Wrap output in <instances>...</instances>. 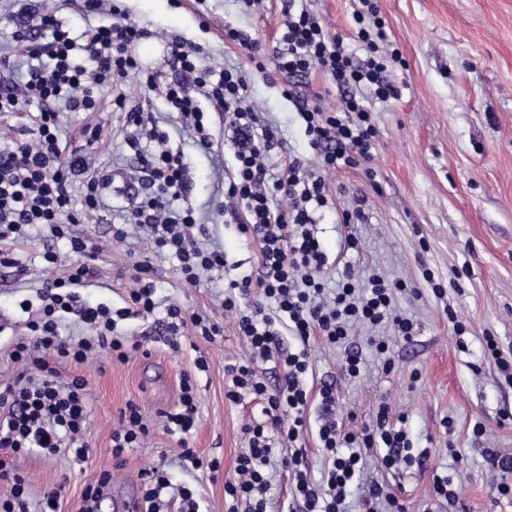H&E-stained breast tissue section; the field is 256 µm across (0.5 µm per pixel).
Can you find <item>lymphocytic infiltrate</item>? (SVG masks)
I'll use <instances>...</instances> for the list:
<instances>
[{"label": "lymphocytic infiltrate", "mask_w": 512, "mask_h": 512, "mask_svg": "<svg viewBox=\"0 0 512 512\" xmlns=\"http://www.w3.org/2000/svg\"><path fill=\"white\" fill-rule=\"evenodd\" d=\"M21 2L0 0V10L17 21L14 46L0 45V112L13 114L37 106V133L0 150V241L26 238L45 226L53 238L67 240L74 259L65 275L53 273L43 281L38 310L26 302L21 305L28 313L27 335L13 343L11 356L24 370L14 384L0 390V447L18 455L34 450L53 455L69 449L75 458H85L87 448L80 435L90 412L87 384L78 378L61 382L50 361L82 363L99 348L113 359L128 360L141 346L124 344L119 321L154 314L158 307L153 268L145 262L134 266L124 307L94 304L81 293L96 276L90 259L97 246L92 239L73 235L72 227L103 207L112 178H86L90 156L68 150L61 139L65 113L94 112L103 98H110L113 111L125 115L124 142L141 160V190L132 196L131 223L146 233L156 254L177 260L186 286H197L202 274L225 267L223 250L200 246L208 227L199 222L194 209L171 207L172 201L190 197L194 182L167 131L128 107L123 85L134 77L143 88L160 93L169 117L189 130L201 153L213 149L204 123L207 111L232 116L235 164L224 179V196L241 211L235 222L238 234L260 247L262 273L230 280L224 293V312L235 319L251 349L249 360L227 366L230 383L225 396L236 405L248 400L262 404L264 417L250 419L244 427L249 446L238 458V482L227 487L233 500L228 512H268L271 481L265 468L270 456L280 439L296 441L307 423L305 378L311 369V338L341 347L348 344L356 323L376 326L391 321L395 335L406 340L417 328L411 317L391 308L394 293L407 288L403 282L372 274L361 286L350 274L332 298H325L329 257L317 236L315 219L329 205L327 175L371 160L377 146L372 111L356 97V90L371 89L382 101L398 98L399 91L384 81L383 63L373 58L355 62L343 40L330 35L319 17L284 5L274 68L291 80L282 95L297 103L317 164L312 167L295 157L277 171L273 159L282 141L250 105L248 83L238 70L203 65L177 39L169 45L177 62L172 74L143 68L135 48L150 32L120 22L121 10L114 0H79L81 17H113L112 22L84 27L61 21L49 8L29 14ZM17 49L26 65L20 82L2 74ZM316 72L341 92L340 108L327 110L300 97L294 80ZM253 293L258 302L253 310L242 311L241 299ZM71 315L90 328L89 336L63 335V323ZM284 331L298 348L281 354L283 382L271 391L256 364L268 360ZM319 395L318 437L327 457L320 482L309 479L301 452L281 458L280 467L291 477V496L303 503L305 512H341L347 487L363 470L365 449H379L381 464L391 468L411 463L412 442L404 417H390L387 407H380L373 425L356 434L339 425L333 388L321 387ZM197 410V386L187 373L175 407L162 414L165 430L188 434ZM121 423L112 433V455L117 459L141 447L149 435L136 403H128Z\"/></svg>", "instance_id": "obj_1"}]
</instances>
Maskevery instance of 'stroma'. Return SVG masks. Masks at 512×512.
I'll return each mask as SVG.
<instances>
[{"mask_svg":"<svg viewBox=\"0 0 512 512\" xmlns=\"http://www.w3.org/2000/svg\"><path fill=\"white\" fill-rule=\"evenodd\" d=\"M384 23L386 41L380 55L399 49V62L389 61L385 81L400 87L399 99L383 102L360 90L378 128V145L371 161L327 177L330 210L318 223V237L333 265L325 280L335 290L345 273L365 279L379 273L392 281L420 284L419 294L398 293L397 311L411 315L418 328L411 339L394 335L390 327H354L347 347H330L321 339L310 342L312 369L309 424L295 442L309 465L311 480H319L326 456L318 439L319 390H336V415L343 427L357 431L372 425L380 405L392 415H406V428L415 450L427 455L409 465L386 469L375 455H367L360 477L351 486L343 512H367L365 490L382 484L405 512H512V499L499 492L512 484V472L494 469L489 453L512 456V383L485 352L486 337H494L503 358L512 359V0H374ZM129 21L146 26L151 38L137 52L147 67L172 72L176 62L168 43L180 39L198 51L207 66L242 71L250 84L249 100L262 120L277 127L282 157H299L315 165L302 121L293 102L280 87L284 80L274 68L258 72L246 47L225 41L224 30L246 32L273 47L282 18L279 0H263L255 11H245L241 0H124ZM300 7L317 14L329 33L348 40L356 59H366L355 42L354 17L361 0H299ZM129 104L145 116L166 123L173 145L182 148L195 182L190 197L200 222L208 225L209 247L223 249V274L203 279L200 286L184 287L176 260L152 252L145 233L127 225L128 196L111 194L106 206L73 231L98 243L94 265L99 278L85 295L120 308L132 286L135 262L152 264L160 303L154 315L119 322L128 343L146 341L147 353H133L126 362L110 360L103 352L76 364L52 359L61 381L84 379L92 409L82 438L89 449L86 460L68 451L54 456L31 453L11 456L0 449V459L12 460L29 481V512H38L45 490H60L58 512H80L87 486L102 471H110L118 486L140 488L142 470L163 471L171 486L163 495L161 512H181L177 490L196 491L200 512H227V484L237 482V458L248 446L243 425L260 415L256 404L239 407L225 391L227 365L249 358L250 348L231 317L221 307L229 279L257 272L260 250L242 241L226 226L219 208L216 174L231 171L234 159L230 115L213 113L208 124L215 145L212 154L196 150L187 131L167 120L166 107L156 93L125 82ZM98 130V140L87 144L75 132L85 124ZM64 125L73 130L71 149L89 153L96 168L122 181L136 164L123 145L125 120L103 102L93 113H69ZM362 208L361 223L341 230L336 213ZM125 225V241L112 240L113 228ZM357 240L355 250L343 251L345 233ZM53 245L67 255L65 242L52 241L48 230L33 237L0 243L26 269L17 278L13 269L0 267V388L14 383L20 369L11 358V345L22 332L26 313L21 300L37 302V288L46 276L43 248ZM431 270L445 288L435 297L422 285ZM180 306L190 314L213 318L221 333L199 336L187 326L171 333L164 322L165 307ZM453 308L465 326L456 335L445 313ZM387 340V353H377L372 338ZM360 357V374L344 370L347 354ZM208 367L197 370L196 357ZM162 378L154 399H146L141 383L146 367ZM194 374L198 388V420L188 439L206 459H218L217 472L193 469L181 457L178 436L159 425L160 412L178 401L180 378ZM135 402L150 426L142 447L123 461L112 456V433L119 429L121 411ZM483 426L474 436V426ZM448 477L454 500L433 491L434 475Z\"/></svg>","mask_w":512,"mask_h":512,"instance_id":"35a3bbf8","label":"stroma"}]
</instances>
